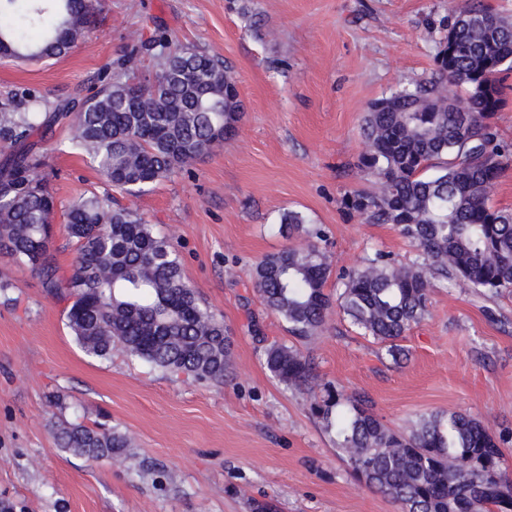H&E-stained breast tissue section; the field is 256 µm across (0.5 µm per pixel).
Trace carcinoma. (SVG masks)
I'll list each match as a JSON object with an SVG mask.
<instances>
[{"mask_svg":"<svg viewBox=\"0 0 512 512\" xmlns=\"http://www.w3.org/2000/svg\"><path fill=\"white\" fill-rule=\"evenodd\" d=\"M94 10V0H0V55L60 58L93 25ZM431 39V75L367 105L357 167L374 187L343 199L365 222L395 225L420 259L405 265L377 252L336 275L333 295L326 228L283 215L295 242L260 260L252 280L264 307L299 340L326 331L336 306L397 362L398 341L426 315L437 282L451 279L488 298L512 291V211L489 203L512 156L490 125L503 103L498 74L512 70V21L466 0ZM159 71L155 85L117 72L91 94L80 88L52 103L34 97L0 106V251L36 274L47 294L71 301L67 326L86 355L110 358L118 343L163 372L222 383L233 366L224 322L185 283L171 239L134 205L79 197L64 213L75 244L69 276L59 275L51 249L57 203L39 170L54 126H68L72 146L132 198L235 133L242 102L224 62L164 44ZM264 364L284 387L315 396V413L353 475L402 512H512L500 440L480 420L435 412L410 433L396 432L364 395L326 387L316 396L312 363L295 346L268 344ZM56 439L91 461L121 457L132 445L124 432L77 421L59 423Z\"/></svg>","mask_w":512,"mask_h":512,"instance_id":"obj_1","label":"carcinoma"}]
</instances>
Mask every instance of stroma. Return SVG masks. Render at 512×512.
<instances>
[{
  "mask_svg": "<svg viewBox=\"0 0 512 512\" xmlns=\"http://www.w3.org/2000/svg\"><path fill=\"white\" fill-rule=\"evenodd\" d=\"M462 0H98L96 22L64 57L18 63L0 57V104L53 101L89 89L128 60L138 82L158 69L156 39L198 49L232 67L243 112L235 135L151 186L137 200L109 188L56 129L41 174L58 212L54 246L69 270L74 245L63 212L81 194L136 202L169 236L194 288L233 339L221 384L172 376L114 348L87 356L66 304L0 254L13 287L0 301V512H400L354 478L336 436L263 363L264 340L298 344L318 383L366 393L372 411L406 432L435 412H463L505 438L512 474V294L489 299L448 281L400 341L393 363L349 319L332 314L312 341L296 342L251 285L256 262L289 240L283 213L328 230L333 270L382 250L404 262L417 252L390 224H368L342 201L371 187L355 167L364 151L366 105L433 68L430 32ZM101 422L133 437L130 470L60 448L57 423Z\"/></svg>",
  "mask_w": 512,
  "mask_h": 512,
  "instance_id": "1",
  "label": "stroma"
}]
</instances>
